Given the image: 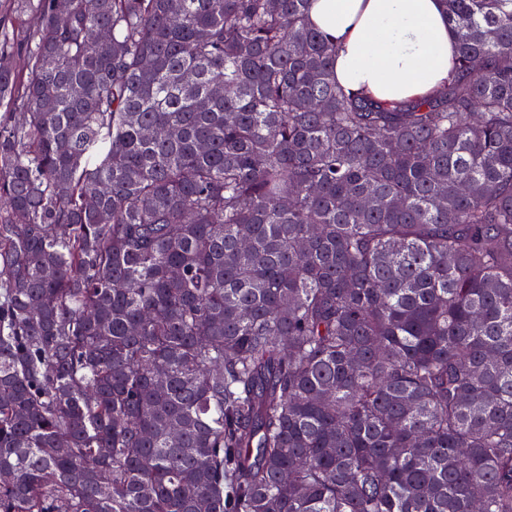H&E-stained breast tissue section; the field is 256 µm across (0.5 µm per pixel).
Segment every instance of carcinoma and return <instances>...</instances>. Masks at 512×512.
<instances>
[{
    "mask_svg": "<svg viewBox=\"0 0 512 512\" xmlns=\"http://www.w3.org/2000/svg\"><path fill=\"white\" fill-rule=\"evenodd\" d=\"M313 2L17 0L0 512H512V0L397 101Z\"/></svg>",
    "mask_w": 512,
    "mask_h": 512,
    "instance_id": "1",
    "label": "carcinoma"
}]
</instances>
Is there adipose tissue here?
<instances>
[{
    "label": "adipose tissue",
    "instance_id": "adipose-tissue-1",
    "mask_svg": "<svg viewBox=\"0 0 512 512\" xmlns=\"http://www.w3.org/2000/svg\"><path fill=\"white\" fill-rule=\"evenodd\" d=\"M310 20L335 39L347 91L401 100L435 93L450 75L456 39L443 0H314Z\"/></svg>",
    "mask_w": 512,
    "mask_h": 512
}]
</instances>
